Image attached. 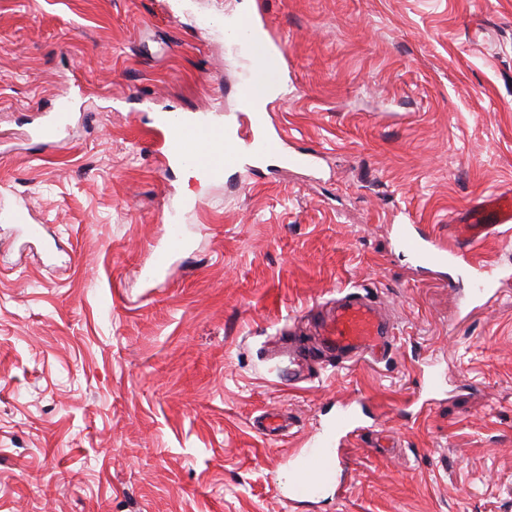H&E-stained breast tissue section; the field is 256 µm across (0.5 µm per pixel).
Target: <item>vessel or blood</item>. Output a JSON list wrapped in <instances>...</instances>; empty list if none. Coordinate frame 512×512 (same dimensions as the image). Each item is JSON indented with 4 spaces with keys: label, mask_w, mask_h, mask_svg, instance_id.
<instances>
[{
    "label": "vessel or blood",
    "mask_w": 512,
    "mask_h": 512,
    "mask_svg": "<svg viewBox=\"0 0 512 512\" xmlns=\"http://www.w3.org/2000/svg\"><path fill=\"white\" fill-rule=\"evenodd\" d=\"M236 43L240 52L256 60L245 75L243 88L282 81V64L288 58L282 40L274 38L258 45L244 34L237 37ZM73 102L70 92L65 91L57 96L53 120L38 131L41 140H57ZM268 119V113H250L251 133L246 137L238 132H229L223 124L206 117L188 120L178 112L155 113L153 123L164 135L169 160L190 167L212 181L222 180L225 171L242 165L252 157L283 158L295 165L311 164L315 158L314 152L285 154L282 145L288 140V131L281 128L277 132H270ZM192 142L205 143L206 151L188 152L187 146ZM465 215L463 223L449 225L447 242L415 235L404 225L400 228L399 243L423 269H442L449 262L459 260L477 274H487V265L472 254L471 245L498 235L501 226L512 223V193L502 191L485 197L467 207ZM320 335L323 344L335 351L337 364L345 366L358 362L364 355L386 350L391 341L392 327L382 317L374 301L360 293L348 292L337 299L333 313L322 321ZM353 421L351 403L341 404L326 432L311 441L305 453L296 455L293 479L288 487L290 500L304 501L318 495L326 487L341 486L347 460L342 450L336 448L334 437L350 428Z\"/></svg>",
    "instance_id": "b4317fda"
}]
</instances>
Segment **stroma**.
Returning <instances> with one entry per match:
<instances>
[{
	"mask_svg": "<svg viewBox=\"0 0 512 512\" xmlns=\"http://www.w3.org/2000/svg\"><path fill=\"white\" fill-rule=\"evenodd\" d=\"M242 2L0 0V512H512V234L475 248L477 306L470 268L436 279L395 242L512 189V0H253L293 79L269 125L318 158L203 183L152 118L246 130L219 28ZM173 224L185 248L155 269ZM340 287L395 323L380 363L319 347ZM285 343L316 349L303 382ZM352 401L345 499L289 501L290 456ZM266 409L283 435L254 429ZM73 102V96L69 91H64L57 96L53 120L43 125L38 131V137L41 140L48 142L57 140L61 126L72 110Z\"/></svg>",
	"mask_w": 512,
	"mask_h": 512,
	"instance_id": "1",
	"label": "stroma"
}]
</instances>
